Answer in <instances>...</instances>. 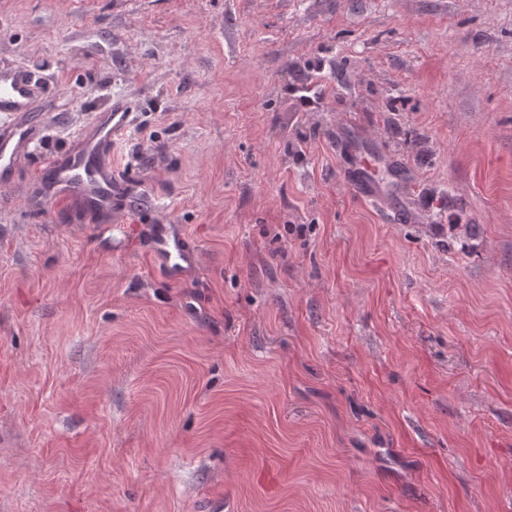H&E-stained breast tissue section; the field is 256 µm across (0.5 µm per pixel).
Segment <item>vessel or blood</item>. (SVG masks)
Listing matches in <instances>:
<instances>
[{
    "label": "vessel or blood",
    "mask_w": 512,
    "mask_h": 512,
    "mask_svg": "<svg viewBox=\"0 0 512 512\" xmlns=\"http://www.w3.org/2000/svg\"><path fill=\"white\" fill-rule=\"evenodd\" d=\"M40 87L26 70L0 67V184H9L15 168L28 159L42 134L33 112ZM129 106L118 104L98 114L76 134L77 150L60 158H47L49 191L59 198L77 200L100 215H111L123 195V184L112 166V140L124 130ZM155 260L172 281H179L195 260L181 234L159 225L152 246Z\"/></svg>",
    "instance_id": "b4317fda"
}]
</instances>
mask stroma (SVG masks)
Segmentation results:
<instances>
[{"label":"stroma","mask_w":512,"mask_h":512,"mask_svg":"<svg viewBox=\"0 0 512 512\" xmlns=\"http://www.w3.org/2000/svg\"><path fill=\"white\" fill-rule=\"evenodd\" d=\"M1 64L0 512H512V0H0ZM117 101L106 222L38 183ZM40 86L29 72L16 67H0V184L10 183L15 168L28 159L32 145L43 134L34 119ZM155 260L168 277L177 282L185 268L195 260V252L186 244L181 234L168 224H159L152 246Z\"/></svg>","instance_id":"obj_1"}]
</instances>
